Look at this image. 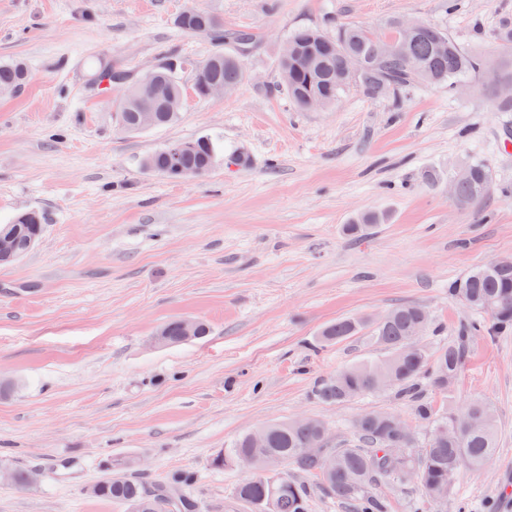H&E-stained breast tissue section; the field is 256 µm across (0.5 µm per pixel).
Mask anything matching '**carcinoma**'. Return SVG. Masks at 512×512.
<instances>
[{"mask_svg":"<svg viewBox=\"0 0 512 512\" xmlns=\"http://www.w3.org/2000/svg\"><path fill=\"white\" fill-rule=\"evenodd\" d=\"M403 20L388 23L387 32L378 35L356 26H340L336 33L302 26L288 37L295 53L280 57V81L274 90L296 107L309 110L308 98L319 96L324 105L336 102L348 86L360 88L370 97L389 96L399 101L402 93L415 85L440 86L482 73L481 60L453 40L448 32L430 23L420 35L402 31ZM177 27L191 35H203L221 43L224 23L216 15L197 9L177 16ZM362 60L357 73L348 71V58ZM194 91L208 97L213 84L228 90L242 81V54L215 50L193 65ZM92 84L112 86L127 81L124 100L115 102L121 127L130 132L141 130L137 99L149 89V99L157 126L176 122L179 113L166 108L167 99L183 96L178 77L167 70L136 75L98 57L92 66ZM28 81L25 61L0 62V89L19 90ZM220 149L219 140L201 136L192 147L173 160L169 146L146 156L145 169L178 178L204 176L211 170ZM492 188L490 168L473 162L456 182V201L476 206L485 201ZM381 223L375 214L357 217L346 225L353 236H364ZM44 231L42 217L32 211L19 215L9 224H0V238H10L14 255L20 259L34 249ZM448 295L478 313L458 335L435 352L424 348L408 352L406 348L418 323L430 329L427 310L415 302L389 310V318L371 327L374 341L386 352L382 358L367 359L345 367L320 380L313 396L323 404L335 405L355 397L392 388L399 399L411 403L418 422L429 427L427 442L421 452L408 451L414 442L409 427L395 414L365 413L351 424L349 440H326L328 424L315 418H295L265 426V447H253L252 433L239 437L231 447L214 454L211 467L222 469L246 463L251 475L236 488L232 500L224 504L231 512L242 504L250 512H307L308 491L298 476H314L332 498L348 502L355 512H384L383 504L371 489L381 481L398 484L415 482L424 489L428 502L440 506L448 498L457 472L463 466L481 468L495 453L498 424L489 404L474 400L456 412L438 409L427 400L425 391L446 394L460 374L471 344L477 339L512 334V268H498L488 263L471 269L448 285ZM364 322L343 318L326 325L319 339L324 344L339 343L359 335ZM164 345H179L184 336L182 320L163 324ZM112 476L98 481L94 496L127 507V512H161L170 504L174 512H198L196 501L184 493L193 476L181 474L173 479L148 485L137 477L136 458L113 457ZM294 475H288V469Z\"/></svg>","mask_w":512,"mask_h":512,"instance_id":"carcinoma-1","label":"carcinoma"}]
</instances>
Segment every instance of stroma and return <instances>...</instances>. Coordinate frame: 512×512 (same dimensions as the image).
Returning <instances> with one entry per match:
<instances>
[{
  "label": "stroma",
  "instance_id": "stroma-1",
  "mask_svg": "<svg viewBox=\"0 0 512 512\" xmlns=\"http://www.w3.org/2000/svg\"><path fill=\"white\" fill-rule=\"evenodd\" d=\"M224 30H248L244 79L197 97L193 72L172 125L127 132L95 93L90 58L141 73L170 48L193 60L214 49L181 32L187 7ZM355 24L384 32L391 19L437 24L493 66L512 51V0H0V60L24 58L31 78L0 97V224L23 211L45 232L0 267V464L39 471L28 487L0 482V512H126L89 488L118 454L151 483L193 474L201 512H224L246 467H210L241 434L295 416L348 435L361 414L387 410L414 425L409 402L386 391L326 405L312 390L347 365L383 357L369 331L328 346L316 338L341 318H376L403 302L429 313L436 349L474 315L448 285L512 255V110L481 78L416 87L400 101L349 87L330 107L300 111L275 95L285 38L299 26ZM220 138L209 174L172 180L141 165L176 140ZM244 156L227 164L229 154ZM486 163L489 198L458 205L459 166ZM441 175L430 186L427 170ZM365 212L385 223L354 238ZM174 318L210 334L155 346ZM444 409L474 398L493 408L494 456L458 473L438 512H512V335L476 341L453 390L428 392Z\"/></svg>",
  "mask_w": 512,
  "mask_h": 512
}]
</instances>
